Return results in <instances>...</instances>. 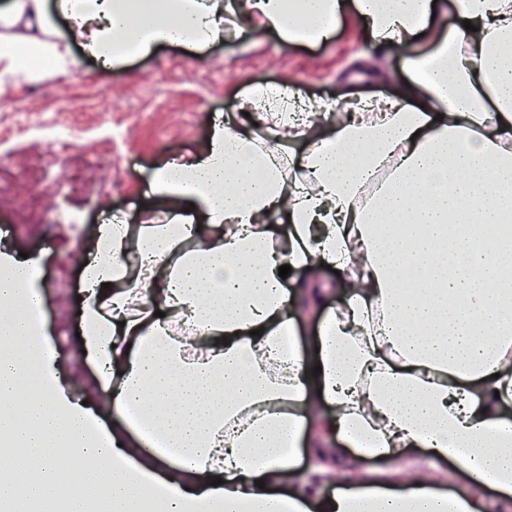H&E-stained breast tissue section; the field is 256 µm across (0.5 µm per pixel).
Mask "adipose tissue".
Returning a JSON list of instances; mask_svg holds the SVG:
<instances>
[{
	"label": "adipose tissue",
	"mask_w": 512,
	"mask_h": 512,
	"mask_svg": "<svg viewBox=\"0 0 512 512\" xmlns=\"http://www.w3.org/2000/svg\"><path fill=\"white\" fill-rule=\"evenodd\" d=\"M454 5L459 22L416 41ZM373 42L405 52L392 96L350 103L307 152L281 145L324 121L288 116L289 84L258 86L259 144L217 120L193 155L157 165L166 224H99L84 270L76 349L94 368L58 378L55 352L18 313L46 302L34 258L0 253V512H488L471 485L452 494L401 466L451 459L483 471L512 512V0H353ZM288 44L334 36L342 0H238ZM224 0H11L0 10V83L37 82L19 49L58 71L76 42L101 67L163 45L196 53L224 39ZM68 20L57 35L54 14ZM471 29H464V21ZM390 177L363 198L375 170ZM291 273L278 275L281 265ZM336 267L345 300L316 289ZM316 296L313 345L286 351L294 307ZM49 381L11 414L26 371ZM106 433L90 434L100 407ZM308 468H300L299 455ZM388 461L369 470L364 459ZM109 487L103 502L90 483Z\"/></svg>",
	"instance_id": "adipose-tissue-1"
}]
</instances>
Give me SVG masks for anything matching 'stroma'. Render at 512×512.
I'll return each instance as SVG.
<instances>
[{"label": "stroma", "instance_id": "obj_1", "mask_svg": "<svg viewBox=\"0 0 512 512\" xmlns=\"http://www.w3.org/2000/svg\"><path fill=\"white\" fill-rule=\"evenodd\" d=\"M233 31L201 57L166 46L152 56L113 70L71 46L78 66L52 73L39 84L0 85V130L9 131L0 151L17 169L39 154L50 169L44 187L56 219L50 233L25 224L20 203L0 205V245L12 253L40 258L41 281L49 293L42 328L45 340L69 368L71 340L81 309L82 273L91 260L89 230L122 215L129 223H166L168 211L150 191V177L161 161L188 156L208 139L215 116H234L258 85L283 81L306 99L333 103L361 95L398 93L408 78L403 55L376 45L354 9L341 18L326 43L287 46L272 31H257L235 15H225ZM117 104L111 121L100 111ZM77 120L83 131L76 150L101 162L96 191H72L76 172L55 140L40 125Z\"/></svg>", "mask_w": 512, "mask_h": 512}]
</instances>
